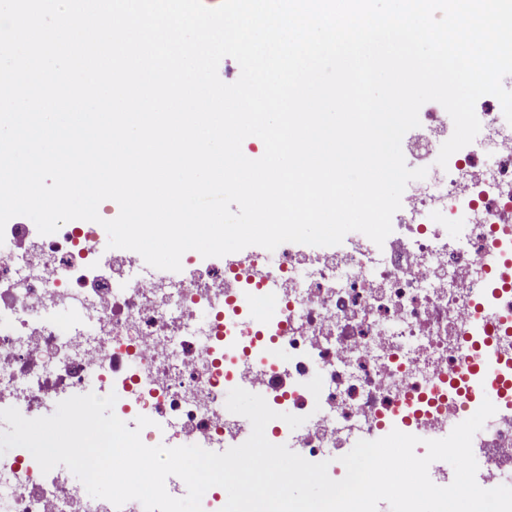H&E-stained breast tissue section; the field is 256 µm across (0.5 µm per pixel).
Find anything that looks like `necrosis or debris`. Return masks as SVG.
<instances>
[{"label": "necrosis or debris", "mask_w": 512, "mask_h": 512, "mask_svg": "<svg viewBox=\"0 0 512 512\" xmlns=\"http://www.w3.org/2000/svg\"><path fill=\"white\" fill-rule=\"evenodd\" d=\"M477 117L492 150L472 147L435 167V192L402 199L383 245L364 234L309 251L286 242L276 262L249 252L190 279L137 278L128 250L102 264L104 229L63 224L35 239L29 225L0 234V409L31 416L47 401L116 394L152 419L149 445H238L250 421L228 411L227 390L262 395L279 412L267 439L345 474L357 441L399 430L442 438L477 401L464 363L487 337L512 373V125L493 105ZM411 145L437 158L448 114H422ZM274 311L255 320L258 286ZM495 313L480 318L482 301ZM304 417L303 427L282 419ZM482 488L512 472V399L472 442ZM0 512H144L90 497L66 467L42 473L24 448L0 456Z\"/></svg>", "instance_id": "necrosis-or-debris-1"}]
</instances>
